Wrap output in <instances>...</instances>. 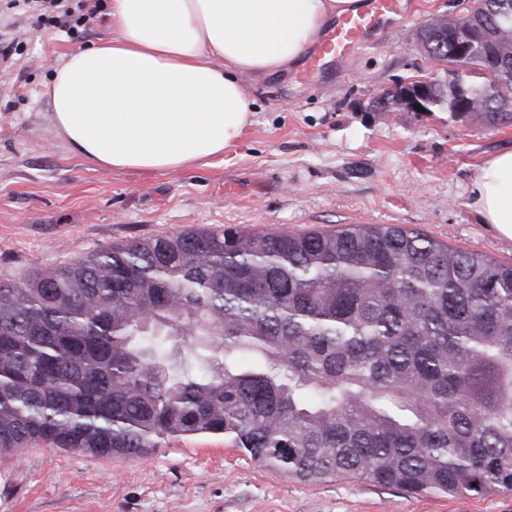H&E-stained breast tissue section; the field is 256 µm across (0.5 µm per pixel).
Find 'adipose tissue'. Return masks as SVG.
<instances>
[{
    "label": "adipose tissue",
    "mask_w": 512,
    "mask_h": 512,
    "mask_svg": "<svg viewBox=\"0 0 512 512\" xmlns=\"http://www.w3.org/2000/svg\"><path fill=\"white\" fill-rule=\"evenodd\" d=\"M356 0H112L110 39L69 53L45 92L56 136L105 172L218 157L253 124L243 79L299 61ZM472 206L512 239V151L477 169Z\"/></svg>",
    "instance_id": "ef3b65f1"
}]
</instances>
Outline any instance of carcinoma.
<instances>
[{
    "label": "carcinoma",
    "mask_w": 512,
    "mask_h": 512,
    "mask_svg": "<svg viewBox=\"0 0 512 512\" xmlns=\"http://www.w3.org/2000/svg\"><path fill=\"white\" fill-rule=\"evenodd\" d=\"M203 435L305 484L511 492L512 264L392 224L190 229L0 283L1 452Z\"/></svg>",
    "instance_id": "obj_1"
}]
</instances>
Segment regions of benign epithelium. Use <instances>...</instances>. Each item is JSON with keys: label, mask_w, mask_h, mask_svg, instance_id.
Returning <instances> with one entry per match:
<instances>
[{"label": "benign epithelium", "mask_w": 512, "mask_h": 512, "mask_svg": "<svg viewBox=\"0 0 512 512\" xmlns=\"http://www.w3.org/2000/svg\"><path fill=\"white\" fill-rule=\"evenodd\" d=\"M495 18V30L501 34L512 27V0H495L490 5ZM441 42H450V55L458 60H473L477 69L483 73L487 82L484 95L502 103L504 108L512 109V93L507 85L500 81V73L505 65L500 57L487 52L483 47L482 28L472 25L471 15L455 14L441 16L432 26L417 27L410 31L409 42L423 56L432 55L434 38ZM447 101L448 110L457 117H468L476 112H484L477 105L462 78V67L444 64L434 67L427 76L412 82L392 86L384 101L373 108L375 112H385L395 108L407 112L416 111L421 106L429 112L442 101Z\"/></svg>", "instance_id": "1"}]
</instances>
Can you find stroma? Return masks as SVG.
<instances>
[{"label": "stroma", "instance_id": "35a3bbf8", "mask_svg": "<svg viewBox=\"0 0 512 512\" xmlns=\"http://www.w3.org/2000/svg\"><path fill=\"white\" fill-rule=\"evenodd\" d=\"M461 10L460 0H405L373 44L327 64L319 79L300 81L292 66L248 83L254 124L230 152L178 171L112 174L60 145L43 94L65 55L110 36L106 13L74 38L35 28L22 8L0 16V31L24 42L16 66L0 65V282L189 229L396 224L512 261V239L471 206L478 166L512 150V122L488 125L444 106L371 109L427 67L408 31ZM0 512H512V492L410 495L337 478L306 485L260 467L223 438L197 437L129 457L0 452Z\"/></svg>", "mask_w": 512, "mask_h": 512}]
</instances>
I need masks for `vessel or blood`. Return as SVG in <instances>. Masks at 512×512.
Listing matches in <instances>:
<instances>
[{
    "instance_id": "b4317fda",
    "label": "vessel or blood",
    "mask_w": 512,
    "mask_h": 512,
    "mask_svg": "<svg viewBox=\"0 0 512 512\" xmlns=\"http://www.w3.org/2000/svg\"><path fill=\"white\" fill-rule=\"evenodd\" d=\"M403 9L400 0H369L365 8L338 17L299 71L300 79L317 77L326 60H347L370 45L387 20Z\"/></svg>"
}]
</instances>
